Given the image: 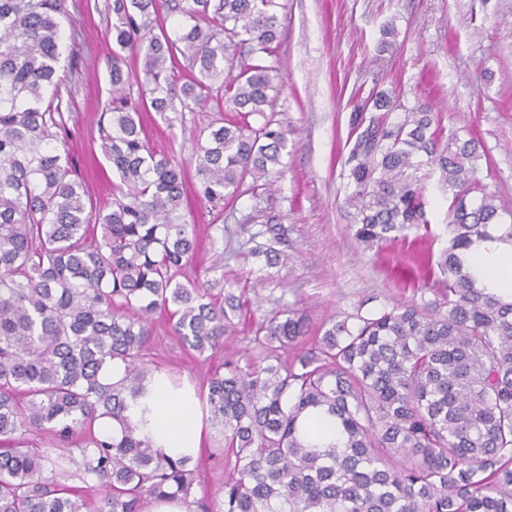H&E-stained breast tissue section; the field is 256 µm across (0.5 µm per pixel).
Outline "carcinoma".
<instances>
[{"mask_svg": "<svg viewBox=\"0 0 512 512\" xmlns=\"http://www.w3.org/2000/svg\"><path fill=\"white\" fill-rule=\"evenodd\" d=\"M111 0L112 97L98 117L117 181L94 203L67 153L61 87L65 0H0V512H144L178 497L193 512H512V302L475 287L460 253L489 237L500 206L481 188L475 137L444 135L438 113L371 93L351 114L344 160L353 236L380 248L428 230L419 171L448 191V247L426 256L432 281L410 300L332 320L305 346L293 308L257 323L260 354L227 358L203 408L222 435L224 500L191 499L192 458L171 459L126 412L147 395L153 315L200 356L224 351L241 298L224 276L190 279L197 248L183 169L146 142L143 113L168 127L212 104L193 143L197 197L224 210L246 178L282 173L287 131L274 111L277 0ZM142 60L135 77L126 55ZM174 113L169 117L168 113ZM286 229L249 236L266 268L288 265ZM295 347L294 358L285 359ZM116 363L123 376L103 381ZM316 410L342 448L301 430ZM110 417L119 438L99 436ZM48 438L37 451L28 435ZM82 486L62 480L71 447ZM57 456H52L54 450Z\"/></svg>", "mask_w": 512, "mask_h": 512, "instance_id": "1", "label": "carcinoma"}]
</instances>
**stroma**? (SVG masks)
<instances>
[{
	"instance_id": "stroma-1",
	"label": "stroma",
	"mask_w": 512,
	"mask_h": 512,
	"mask_svg": "<svg viewBox=\"0 0 512 512\" xmlns=\"http://www.w3.org/2000/svg\"><path fill=\"white\" fill-rule=\"evenodd\" d=\"M288 16L275 64L285 84L275 118L290 135L282 177L271 179L261 197L248 186L208 211L188 194L187 219L197 223L200 250L196 271L224 261V285L244 290L246 304L224 342V352L254 354L253 328L263 316L287 307L303 311L310 336L329 318L353 312L362 301L396 304L415 298L422 285L411 271V241L382 250L359 245L349 229V191L340 157L348 150L350 115L370 91L422 102L438 112L446 131L471 133L483 143L477 177L504 209L512 212V0H281ZM107 0H68L62 20L65 43L75 44V85L64 99L69 155L90 194L100 204L112 198V168L99 149L97 115L110 99L112 16ZM397 36L378 51L384 26ZM215 110L186 114L183 125L167 127L158 114L148 121V145L186 171L189 131L207 126ZM262 208L288 230L286 268L257 282L258 265L246 241L259 229L250 220ZM151 362L171 380L206 388L217 360L185 351L170 336L163 317L155 319ZM195 496L222 499L224 457L219 434L205 428L192 462Z\"/></svg>"
}]
</instances>
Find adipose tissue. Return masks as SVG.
Listing matches in <instances>:
<instances>
[{
  "instance_id": "adipose-tissue-1",
  "label": "adipose tissue",
  "mask_w": 512,
  "mask_h": 512,
  "mask_svg": "<svg viewBox=\"0 0 512 512\" xmlns=\"http://www.w3.org/2000/svg\"><path fill=\"white\" fill-rule=\"evenodd\" d=\"M462 259L477 287L512 300V242H477ZM127 416L131 424H144L155 446L168 457L193 458L200 451L204 432L198 399L192 390L173 388L164 374H156L153 379L150 413L142 414L140 406L135 405Z\"/></svg>"
}]
</instances>
